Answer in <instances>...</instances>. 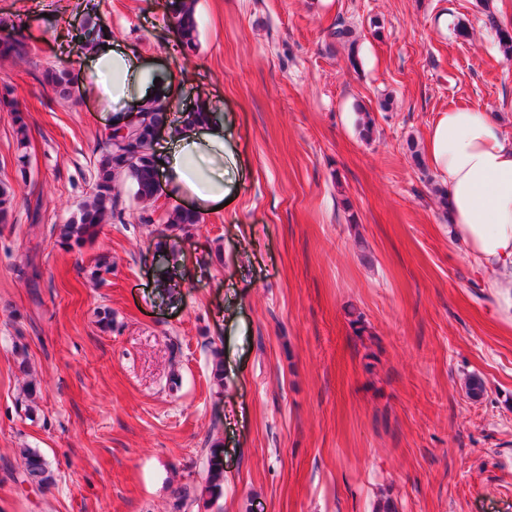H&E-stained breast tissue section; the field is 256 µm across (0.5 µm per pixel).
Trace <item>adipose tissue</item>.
Returning a JSON list of instances; mask_svg holds the SVG:
<instances>
[{
  "mask_svg": "<svg viewBox=\"0 0 512 512\" xmlns=\"http://www.w3.org/2000/svg\"><path fill=\"white\" fill-rule=\"evenodd\" d=\"M82 77L116 123L158 89L172 99L181 89L180 75L137 59L112 40L89 50ZM167 142L159 170L170 195L191 201L199 212L223 204L229 193L223 121L173 123ZM425 150L444 183L450 239L489 272L486 286L496 310L512 323V139L485 109L452 105L433 123Z\"/></svg>",
  "mask_w": 512,
  "mask_h": 512,
  "instance_id": "1",
  "label": "adipose tissue"
}]
</instances>
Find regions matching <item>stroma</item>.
Listing matches in <instances>:
<instances>
[{
    "label": "stroma",
    "mask_w": 512,
    "mask_h": 512,
    "mask_svg": "<svg viewBox=\"0 0 512 512\" xmlns=\"http://www.w3.org/2000/svg\"><path fill=\"white\" fill-rule=\"evenodd\" d=\"M196 11L197 46L181 53L167 0H0L30 44L24 60L0 58V94L15 102L0 105V181L16 191L0 224V512H172L213 437L224 492L190 512H374L384 493L397 512H512V325L448 236L441 178L407 152L452 105L486 108L512 138V59L494 31L512 23V0H198ZM90 16L135 57L184 73L172 114L198 98L221 114L233 184L223 210L173 231L167 193L142 202L122 183L119 214L66 250L57 227L89 198L111 119L84 85L63 99L41 79L80 76ZM339 23L358 40L357 67L329 35ZM102 255L112 271L100 282ZM30 257L35 297L19 273ZM168 275L170 295L158 288ZM351 309L373 340L354 335ZM17 343L41 385L33 421ZM23 448L45 456L53 485L22 483Z\"/></svg>",
    "instance_id": "35a3bbf8"
}]
</instances>
